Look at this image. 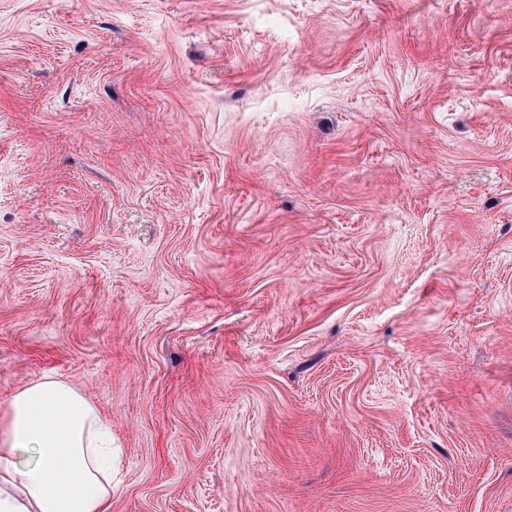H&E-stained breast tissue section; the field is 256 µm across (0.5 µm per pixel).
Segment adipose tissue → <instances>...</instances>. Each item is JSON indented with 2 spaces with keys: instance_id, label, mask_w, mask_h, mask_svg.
I'll return each instance as SVG.
<instances>
[{
  "instance_id": "adipose-tissue-1",
  "label": "adipose tissue",
  "mask_w": 512,
  "mask_h": 512,
  "mask_svg": "<svg viewBox=\"0 0 512 512\" xmlns=\"http://www.w3.org/2000/svg\"><path fill=\"white\" fill-rule=\"evenodd\" d=\"M112 426L72 385L42 378L0 418V512H110Z\"/></svg>"
}]
</instances>
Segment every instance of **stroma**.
I'll use <instances>...</instances> for the list:
<instances>
[{"instance_id":"stroma-1","label":"stroma","mask_w":512,"mask_h":512,"mask_svg":"<svg viewBox=\"0 0 512 512\" xmlns=\"http://www.w3.org/2000/svg\"><path fill=\"white\" fill-rule=\"evenodd\" d=\"M112 512H512V0H0V415ZM112 425L67 382L19 389L0 421V512H110Z\"/></svg>"}]
</instances>
